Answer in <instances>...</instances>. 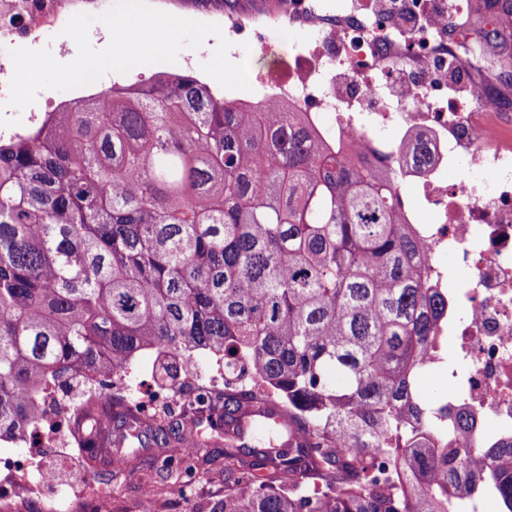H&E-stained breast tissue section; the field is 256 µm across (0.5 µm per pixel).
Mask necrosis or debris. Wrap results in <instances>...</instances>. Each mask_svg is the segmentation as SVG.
<instances>
[{
    "label": "necrosis or debris",
    "mask_w": 512,
    "mask_h": 512,
    "mask_svg": "<svg viewBox=\"0 0 512 512\" xmlns=\"http://www.w3.org/2000/svg\"><path fill=\"white\" fill-rule=\"evenodd\" d=\"M347 2L282 0L276 10L256 12L249 21L230 18V36L299 21L333 28L314 50L289 61L287 75H255L249 89L231 96L255 112L271 98L289 103L306 112L327 143L344 146L354 139L381 159L412 134L431 137L432 163L422 170L405 166L399 182L416 188L420 205L435 214L414 229L429 259L428 277L448 291V415L465 413L473 422L466 434L449 433L448 445L486 451L512 444V117L492 111L475 93L468 106L453 108L447 88L429 83L419 99L394 103L385 92L394 71L463 73L459 49L472 44L470 27L461 24L449 42L418 29L395 43L388 14L377 11L364 21L348 12ZM69 18L60 0H0V101L9 95V49L44 42ZM462 155L484 174V184L449 180ZM445 254L454 257L456 273L440 264ZM223 390L215 369L189 378L177 394L151 382L132 385L120 371L102 394L122 397L130 412L152 416L170 405L201 412L202 396ZM109 497L104 487L80 498L61 488L42 501L45 512H103Z\"/></svg>",
    "instance_id": "4bbe7bcc"
}]
</instances>
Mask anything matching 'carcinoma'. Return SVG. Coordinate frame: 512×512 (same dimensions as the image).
Returning a JSON list of instances; mask_svg holds the SVG:
<instances>
[{"label": "carcinoma", "instance_id": "carcinoma-1", "mask_svg": "<svg viewBox=\"0 0 512 512\" xmlns=\"http://www.w3.org/2000/svg\"><path fill=\"white\" fill-rule=\"evenodd\" d=\"M76 98L0 131V439L25 438L76 379L104 385L142 350L155 381L196 351L249 368L274 397L226 392L211 435L159 470L191 477L211 440L250 406L288 411L269 452L224 439V498L209 512H449L487 462L433 447L448 414L416 378L438 366L448 294L431 287L396 170L425 165L417 139L387 164L326 145L305 113L270 100L244 112L192 75ZM77 423L94 461L142 432L120 400ZM487 479L512 512V445Z\"/></svg>", "mask_w": 512, "mask_h": 512}]
</instances>
